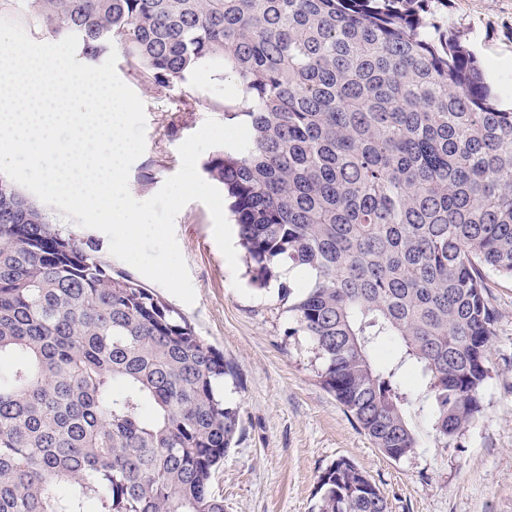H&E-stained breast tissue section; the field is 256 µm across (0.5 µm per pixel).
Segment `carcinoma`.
Instances as JSON below:
<instances>
[{"label":"carcinoma","mask_w":512,"mask_h":512,"mask_svg":"<svg viewBox=\"0 0 512 512\" xmlns=\"http://www.w3.org/2000/svg\"><path fill=\"white\" fill-rule=\"evenodd\" d=\"M10 2L87 59L120 48L161 89L205 62L233 76L224 112L250 146L204 171L232 199L252 282L308 270L291 310L384 455L417 447L405 410L421 396L443 439L469 426L489 378L485 281L512 279V112L448 0ZM224 374L176 309L0 176V512H225L210 490L237 426ZM320 482L318 512H386L348 460Z\"/></svg>","instance_id":"obj_1"}]
</instances>
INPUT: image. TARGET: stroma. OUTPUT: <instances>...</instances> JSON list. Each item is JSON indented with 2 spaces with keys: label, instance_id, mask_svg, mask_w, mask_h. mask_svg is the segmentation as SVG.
Instances as JSON below:
<instances>
[{
  "label": "stroma",
  "instance_id": "stroma-1",
  "mask_svg": "<svg viewBox=\"0 0 512 512\" xmlns=\"http://www.w3.org/2000/svg\"><path fill=\"white\" fill-rule=\"evenodd\" d=\"M448 24L464 31L470 49L487 70L497 103L512 98V66L493 69L496 56L512 54V0H448ZM119 78L141 99L146 114V150L132 165L129 191L149 199L181 167L179 146L206 119L224 121V105L238 101L235 81L207 62L188 83L170 89L147 85L133 64L118 56ZM55 223L96 248L116 273L138 281L173 304L195 333L224 356V403L237 415L231 449L211 479V491L226 512H317L320 478L347 459L367 472L387 503V512H512V280L488 276L486 300L496 318L490 340V376L482 413L452 441L431 428L430 408L414 404L407 418L419 436L408 457L385 456L337 401L319 376L321 362L298 327L283 286L251 283L246 253L237 249L230 269L213 234V219L192 201L175 219L176 240L195 291L186 305L109 251L107 236L64 218L49 206Z\"/></svg>",
  "mask_w": 512,
  "mask_h": 512
}]
</instances>
